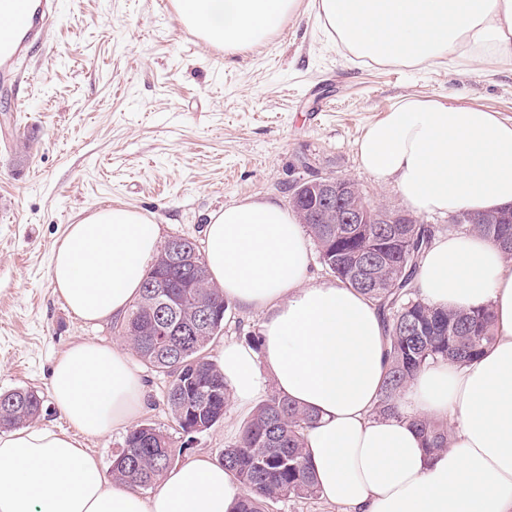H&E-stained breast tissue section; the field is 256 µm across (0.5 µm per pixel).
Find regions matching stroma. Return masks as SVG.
<instances>
[{"mask_svg":"<svg viewBox=\"0 0 512 512\" xmlns=\"http://www.w3.org/2000/svg\"><path fill=\"white\" fill-rule=\"evenodd\" d=\"M22 112L0 98V392L49 393L56 359L72 344L125 346L117 319L88 324L53 290V248L103 206L143 213L161 239L205 242L208 217L247 198L288 205V185L349 178L390 209L402 203L360 166L354 143L407 95H426L512 120V65L425 70L349 62L320 36L311 0L243 52L207 43L166 0H57L54 35L32 61ZM262 316L230 308L220 337L252 343ZM135 425L173 441L175 464L220 461L248 419L228 401L223 419L186 436L165 400L170 376L143 368Z\"/></svg>","mask_w":512,"mask_h":512,"instance_id":"1","label":"stroma"}]
</instances>
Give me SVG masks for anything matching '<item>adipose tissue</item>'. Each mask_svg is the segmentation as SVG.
Returning a JSON list of instances; mask_svg holds the SVG:
<instances>
[{
    "label": "adipose tissue",
    "mask_w": 512,
    "mask_h": 512,
    "mask_svg": "<svg viewBox=\"0 0 512 512\" xmlns=\"http://www.w3.org/2000/svg\"><path fill=\"white\" fill-rule=\"evenodd\" d=\"M205 41L243 51L265 41L300 0H174ZM324 40L351 62L469 67L512 49V0H314ZM361 167L416 213H485L512 204V121L410 95L367 125ZM160 248L139 211L102 207L68 225L50 266L55 293L82 321L125 316ZM312 251L294 211L247 199L210 215L206 262L225 299L259 311L262 349L228 342L216 364L241 410L275 389L315 414L305 455L320 498L343 512H512V261L476 233L439 234L415 286L431 306L490 308L495 341L464 365L423 367L396 409L377 405L388 338L376 306L337 280L310 281ZM127 352L82 342L58 357L53 401L73 433L0 432V512H235L237 477L200 456L143 495L109 480L85 446L128 426L143 396ZM447 423L429 454L417 419Z\"/></svg>",
    "instance_id": "obj_1"
}]
</instances>
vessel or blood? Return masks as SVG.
Wrapping results in <instances>:
<instances>
[{
	"instance_id": "b4317fda",
	"label": "vessel or blood",
	"mask_w": 512,
	"mask_h": 512,
	"mask_svg": "<svg viewBox=\"0 0 512 512\" xmlns=\"http://www.w3.org/2000/svg\"><path fill=\"white\" fill-rule=\"evenodd\" d=\"M0 12L13 19L0 30V94L20 101L27 89L22 64L48 42L56 0H0Z\"/></svg>"
}]
</instances>
